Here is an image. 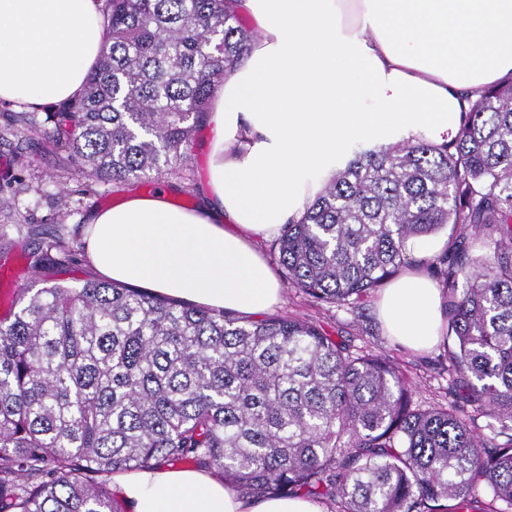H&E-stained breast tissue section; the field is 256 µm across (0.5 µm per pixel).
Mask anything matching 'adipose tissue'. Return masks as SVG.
I'll return each mask as SVG.
<instances>
[{
    "label": "adipose tissue",
    "instance_id": "1",
    "mask_svg": "<svg viewBox=\"0 0 512 512\" xmlns=\"http://www.w3.org/2000/svg\"><path fill=\"white\" fill-rule=\"evenodd\" d=\"M259 33L208 112L215 136L198 209L166 191L93 211L83 244L101 278L245 316L279 300L257 244L307 205L356 145L453 140L462 114L512 80V0H233ZM104 42L102 0H0V102L74 100ZM420 268L379 296L409 350L448 333ZM126 512H322L303 497L248 501L207 471L114 474Z\"/></svg>",
    "mask_w": 512,
    "mask_h": 512
}]
</instances>
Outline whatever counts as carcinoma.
Masks as SVG:
<instances>
[{
    "label": "carcinoma",
    "instance_id": "obj_1",
    "mask_svg": "<svg viewBox=\"0 0 512 512\" xmlns=\"http://www.w3.org/2000/svg\"><path fill=\"white\" fill-rule=\"evenodd\" d=\"M105 2L100 58L81 96L46 113L44 139L88 187L178 176L257 31L230 0ZM447 226L448 250L410 257V240ZM277 248L320 305L429 269L450 360L506 440L414 407L396 365L305 319L52 283L77 256L54 235L26 255L45 286L0 319V512H118L108 477L180 461L249 499L304 493L339 512H463L480 488L512 505V82L482 92L446 144L357 152Z\"/></svg>",
    "mask_w": 512,
    "mask_h": 512
}]
</instances>
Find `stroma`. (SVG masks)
<instances>
[{
	"label": "stroma",
	"instance_id": "obj_1",
	"mask_svg": "<svg viewBox=\"0 0 512 512\" xmlns=\"http://www.w3.org/2000/svg\"><path fill=\"white\" fill-rule=\"evenodd\" d=\"M12 109V104L0 103V194L11 202L10 207L0 208V225L8 227L7 238L0 240V317L18 308L23 289L34 287L35 274L27 268L24 255L40 238L61 232L73 242H80L89 212L119 204L133 191L132 185L112 181L84 191L83 178L57 170L49 145L35 132L29 135V148L17 153L16 139L3 119L4 113ZM208 136L205 126L194 136L183 179L185 190L169 195L176 208L191 210L201 203L207 165L201 144ZM379 295L375 289L355 305L318 307L286 285L272 312L307 319L354 349L387 357L408 379L415 406H446L466 418L477 435L493 438L499 424L486 410L470 402L469 385L454 372L449 360L452 341L425 353L406 350L386 335L377 318L375 302Z\"/></svg>",
	"mask_w": 512,
	"mask_h": 512
}]
</instances>
